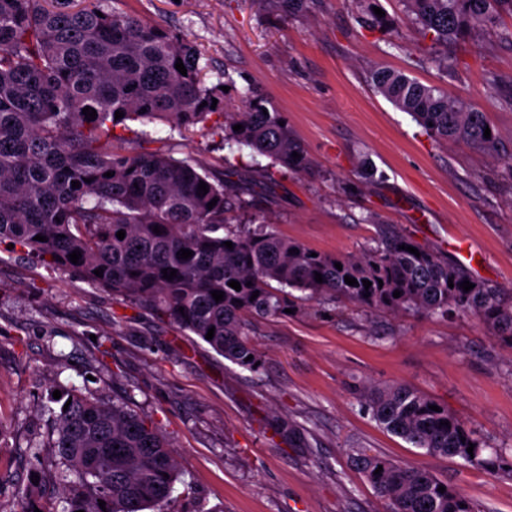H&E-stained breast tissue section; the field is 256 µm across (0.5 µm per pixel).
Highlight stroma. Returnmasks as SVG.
Masks as SVG:
<instances>
[{"label":"stroma","instance_id":"1","mask_svg":"<svg viewBox=\"0 0 512 512\" xmlns=\"http://www.w3.org/2000/svg\"><path fill=\"white\" fill-rule=\"evenodd\" d=\"M397 33L367 30L355 0H321L297 12L288 0H110L111 7L193 41L205 82L229 85L236 111L253 91L282 112L312 166L295 174L220 137L154 122L156 145L205 168L212 180L249 187L247 217L316 251L359 252L382 225L454 255L476 250L473 273L512 288V177L464 144L430 138L373 90L385 68L486 112L512 155V45L499 29L458 47L455 70L429 64L430 45L399 0ZM499 90L488 86L490 77ZM264 367L252 373L170 322L113 299L82 279L0 245V512L34 461L29 441L51 428L40 411L50 390L87 386L104 401L132 392L172 445L182 473L168 512H384L350 450L371 449L433 472L483 503L512 512V477L423 454L388 433L357 402L355 386L408 385L448 407L493 448H512V349L468 316L370 313L304 303L286 318L253 322ZM306 439L274 433L278 419Z\"/></svg>","mask_w":512,"mask_h":512}]
</instances>
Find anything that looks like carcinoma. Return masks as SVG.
Instances as JSON below:
<instances>
[{
  "instance_id": "carcinoma-1",
  "label": "carcinoma",
  "mask_w": 512,
  "mask_h": 512,
  "mask_svg": "<svg viewBox=\"0 0 512 512\" xmlns=\"http://www.w3.org/2000/svg\"><path fill=\"white\" fill-rule=\"evenodd\" d=\"M108 2L0 0V242L167 319L251 372L263 367L248 339L251 320L285 317V309L295 310L303 300L394 315L469 316L512 348V288L480 280L461 263L389 228L359 253L313 257V249L265 225L233 224L228 213L242 188L215 183L192 160L147 147L141 132L125 136L130 121L173 123L187 131L200 124L230 149L248 147L296 173L311 166L289 126L280 125L286 117L261 96L250 92L238 111H225L224 91L205 85L194 42ZM358 2L368 29L397 30L396 18L374 13L379 0ZM400 2L421 36L430 37L428 59L446 71L458 64L448 46L496 27L504 14L512 16V0ZM178 61L187 75L175 68ZM373 86L430 137L463 142L499 161L497 132L484 136L490 125L485 113L400 72L376 70ZM87 106L96 110V119L85 118ZM118 110L124 113L120 119ZM237 124L243 125L238 132ZM294 152L300 157L293 158ZM109 171L114 176H105ZM74 181L79 187H72ZM202 181L208 192L200 195ZM214 199L216 205L208 208ZM156 226L161 233L153 232ZM120 230L122 240L116 236ZM182 249L193 255L180 258ZM75 250L81 253L76 264L69 257ZM99 268L101 277L94 274ZM164 269L177 270L176 277L163 278ZM346 276L358 285L346 284ZM232 280L241 290L228 285ZM365 280L370 287L363 286ZM465 280L474 284L468 292L460 287ZM213 291L224 292V300L216 302ZM356 395L380 427L412 447L512 477V453L487 451L477 432L448 408L429 409L435 401L428 396L372 383L359 386ZM66 398L71 400L66 410L52 397L43 405L52 427L51 455L45 464L42 444H29L39 462L32 471L39 483L30 478L16 487L13 512L40 507L49 472L58 485L61 512H166L180 481L177 458L166 437L130 406L132 396L106 403L74 386ZM351 452L387 502V512H486L482 503L424 468L364 448ZM441 486L446 491L439 492Z\"/></svg>"
}]
</instances>
